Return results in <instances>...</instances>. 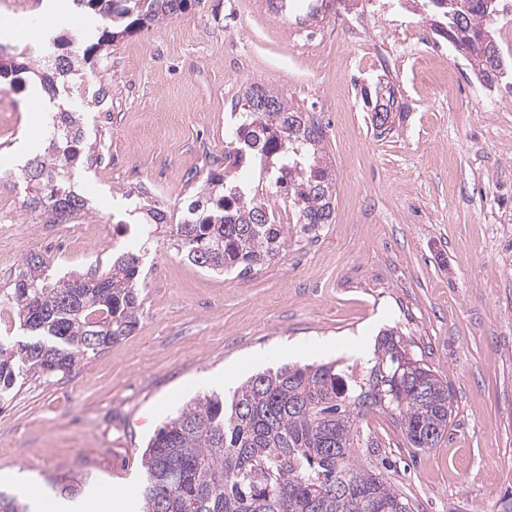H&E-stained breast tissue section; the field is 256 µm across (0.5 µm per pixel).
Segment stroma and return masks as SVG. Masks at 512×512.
Segmentation results:
<instances>
[{
    "label": "stroma",
    "mask_w": 512,
    "mask_h": 512,
    "mask_svg": "<svg viewBox=\"0 0 512 512\" xmlns=\"http://www.w3.org/2000/svg\"><path fill=\"white\" fill-rule=\"evenodd\" d=\"M7 16L35 26L15 41L35 60L47 36L94 27L71 0H0ZM403 29L419 51L396 63L378 38ZM304 31L269 0H202L127 36L85 85L89 96L106 90L83 110L103 160L73 176L88 211L47 224L0 185V295L30 240L52 278L98 275L123 247L114 227L140 192L179 216L223 157L232 107L253 85L321 123L336 192L334 223L312 240L289 235L277 261L245 276L206 272L157 245L145 266L161 273L145 282L134 333L67 375L26 379L0 407V471L49 499L57 478L88 473L126 491L122 512H140L143 450L183 403L284 364L359 362L395 326L447 382L453 414L423 451L388 414H367L361 432L381 448L385 477L413 512H504L512 502V111L482 101L452 46L434 56L429 16L412 0L384 16L348 0L305 17ZM380 81L403 110L382 136L360 94ZM29 97L0 83V167L18 169L19 146L47 136Z\"/></svg>",
    "instance_id": "35a3bbf8"
}]
</instances>
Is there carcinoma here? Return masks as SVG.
<instances>
[{"label": "carcinoma", "instance_id": "cac0c4a2", "mask_svg": "<svg viewBox=\"0 0 512 512\" xmlns=\"http://www.w3.org/2000/svg\"><path fill=\"white\" fill-rule=\"evenodd\" d=\"M100 25L79 52L62 36L52 56L33 66L22 50L0 44V81L23 90L37 78L58 104L46 144L17 173L25 204L61 224L88 210L71 186L74 169L99 160L85 140L78 109L86 69L105 46L200 4V0H72ZM447 23L440 38L461 47L473 74L492 55L486 36L497 6L482 0H425ZM372 116L396 107L394 91L361 89ZM232 116L224 167L201 180L176 224L168 214L142 206L153 232L194 266L215 274H247L275 261L288 247V225L277 222L271 202L295 217L299 236L314 239L335 218L325 131L310 113L283 94L247 88ZM140 245L112 260L100 276L50 278L48 261L32 253L5 293L25 336H0V400L19 381L65 375L90 354L131 335L143 311ZM328 362L281 366L250 377L230 398L205 393L182 406L151 437L137 488L142 512H411L409 501L363 459L359 422L386 412L412 448H434L448 431L452 398L448 383L415 358L395 328L385 329L367 368ZM87 475L56 480L59 494L82 495ZM0 512H28L21 494L0 492Z\"/></svg>", "mask_w": 512, "mask_h": 512}]
</instances>
